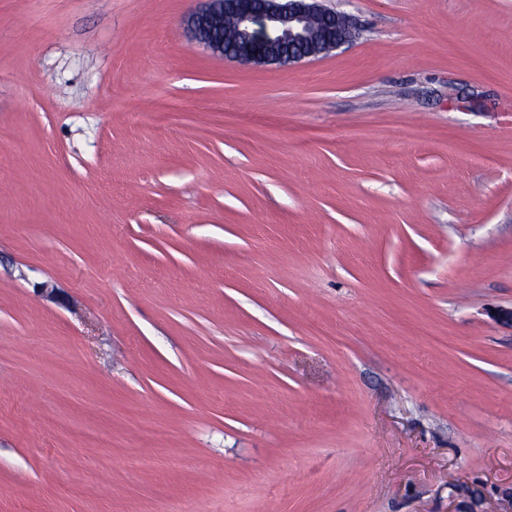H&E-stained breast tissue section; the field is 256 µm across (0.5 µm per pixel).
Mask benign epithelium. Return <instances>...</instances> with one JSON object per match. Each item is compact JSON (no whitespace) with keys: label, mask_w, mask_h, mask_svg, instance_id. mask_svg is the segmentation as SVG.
<instances>
[{"label":"benign epithelium","mask_w":512,"mask_h":512,"mask_svg":"<svg viewBox=\"0 0 512 512\" xmlns=\"http://www.w3.org/2000/svg\"><path fill=\"white\" fill-rule=\"evenodd\" d=\"M186 27L215 56L278 66L333 52L353 35L350 19L319 0H208Z\"/></svg>","instance_id":"1"}]
</instances>
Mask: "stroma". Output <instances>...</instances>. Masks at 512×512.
<instances>
[{
    "mask_svg": "<svg viewBox=\"0 0 512 512\" xmlns=\"http://www.w3.org/2000/svg\"><path fill=\"white\" fill-rule=\"evenodd\" d=\"M204 5L0 0V512H497L512 0L288 67Z\"/></svg>",
    "mask_w": 512,
    "mask_h": 512,
    "instance_id": "obj_1",
    "label": "stroma"
}]
</instances>
